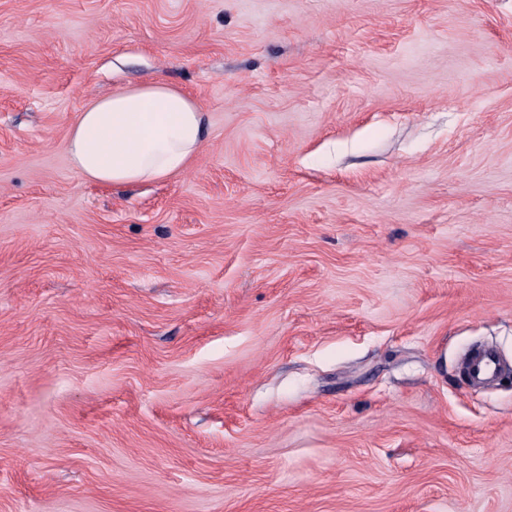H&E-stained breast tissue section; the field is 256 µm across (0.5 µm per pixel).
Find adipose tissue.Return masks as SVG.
Segmentation results:
<instances>
[{
	"mask_svg": "<svg viewBox=\"0 0 512 512\" xmlns=\"http://www.w3.org/2000/svg\"><path fill=\"white\" fill-rule=\"evenodd\" d=\"M206 136V117L180 88L149 80L93 100L65 149L86 180L123 186L183 173Z\"/></svg>",
	"mask_w": 512,
	"mask_h": 512,
	"instance_id": "ef3b65f1",
	"label": "adipose tissue"
}]
</instances>
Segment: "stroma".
I'll use <instances>...</instances> for the list:
<instances>
[{"label":"stroma","instance_id":"stroma-1","mask_svg":"<svg viewBox=\"0 0 512 512\" xmlns=\"http://www.w3.org/2000/svg\"><path fill=\"white\" fill-rule=\"evenodd\" d=\"M150 79L188 169L65 141ZM512 0H0V512H512ZM206 136V117L180 88L149 80L93 100L65 149L86 180L123 186L183 173ZM499 369V362L493 352L478 351L467 361L464 377L471 388H476L493 377Z\"/></svg>","mask_w":512,"mask_h":512}]
</instances>
